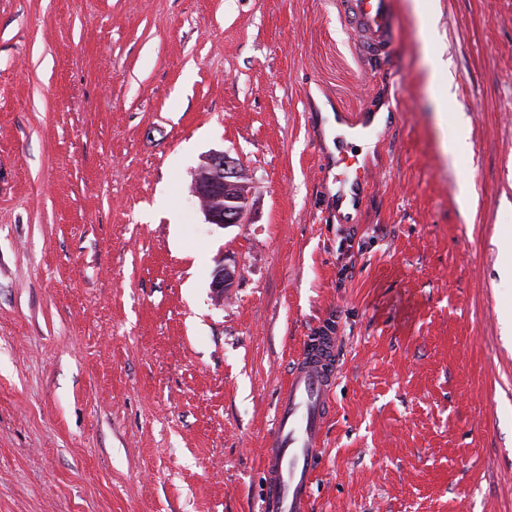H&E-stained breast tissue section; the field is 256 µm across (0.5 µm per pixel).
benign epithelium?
Returning <instances> with one entry per match:
<instances>
[{"label":"benign epithelium","instance_id":"7a95c632","mask_svg":"<svg viewBox=\"0 0 512 512\" xmlns=\"http://www.w3.org/2000/svg\"><path fill=\"white\" fill-rule=\"evenodd\" d=\"M210 178L195 186L198 195L209 194L224 201L216 209L205 208L203 212L211 224L229 226L241 223L245 207L239 206L240 162L224 152H214L207 158ZM236 270L224 264L213 273L211 288L218 298H224V289L230 287Z\"/></svg>","mask_w":512,"mask_h":512}]
</instances>
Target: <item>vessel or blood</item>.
<instances>
[{
    "label": "vessel or blood",
    "mask_w": 512,
    "mask_h": 512,
    "mask_svg": "<svg viewBox=\"0 0 512 512\" xmlns=\"http://www.w3.org/2000/svg\"><path fill=\"white\" fill-rule=\"evenodd\" d=\"M362 55L387 62L395 34L392 0H339ZM337 336L323 328L305 337L263 448L261 512H310L323 433L337 379Z\"/></svg>",
    "instance_id": "b4317fda"
}]
</instances>
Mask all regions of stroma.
Here are the masks:
<instances>
[{"mask_svg":"<svg viewBox=\"0 0 512 512\" xmlns=\"http://www.w3.org/2000/svg\"><path fill=\"white\" fill-rule=\"evenodd\" d=\"M439 3L394 0L373 72L337 0H0V512H260L328 319L311 512H512V0ZM214 151L248 178L226 227L193 191ZM447 67L440 64L436 69L429 71V83L435 91L437 110L436 117L439 125H448V115L452 116L455 122V131L443 142V150L452 157L467 155L471 150V144L465 127L460 121L461 112H448V108L453 104L450 94V80L448 78V92L437 85V78L440 75L439 70H445Z\"/></svg>","mask_w":512,"mask_h":512,"instance_id":"stroma-1","label":"stroma"}]
</instances>
